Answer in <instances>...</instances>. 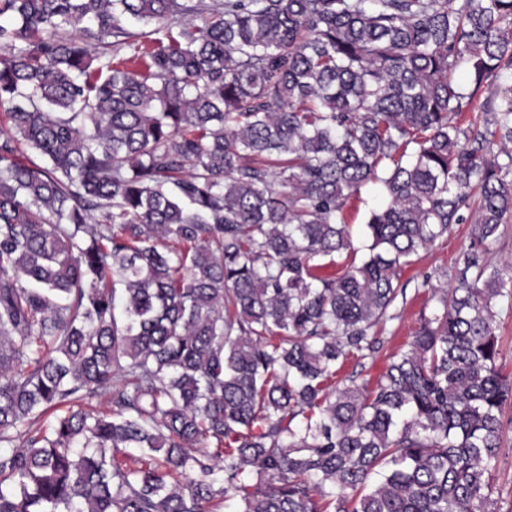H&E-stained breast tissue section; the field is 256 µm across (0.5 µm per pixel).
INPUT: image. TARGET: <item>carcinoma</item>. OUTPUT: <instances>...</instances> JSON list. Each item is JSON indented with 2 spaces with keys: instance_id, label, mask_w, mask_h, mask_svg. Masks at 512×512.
<instances>
[{
  "instance_id": "carcinoma-1",
  "label": "carcinoma",
  "mask_w": 512,
  "mask_h": 512,
  "mask_svg": "<svg viewBox=\"0 0 512 512\" xmlns=\"http://www.w3.org/2000/svg\"><path fill=\"white\" fill-rule=\"evenodd\" d=\"M0 112V512H488L512 0H0ZM467 221L409 348L331 386ZM383 198L378 185L369 183L361 188L358 194L350 197L345 210L347 224L351 226V242L356 254V262H359L366 253L369 244L366 235L365 222L370 210L380 206Z\"/></svg>"
}]
</instances>
